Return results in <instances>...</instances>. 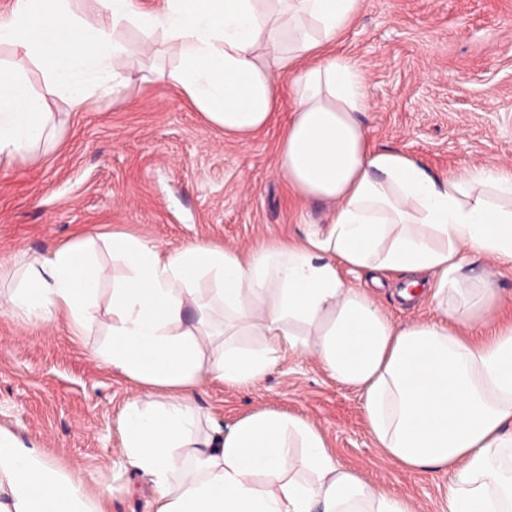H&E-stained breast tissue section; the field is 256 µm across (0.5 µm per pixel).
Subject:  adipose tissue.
Here are the masks:
<instances>
[{
	"mask_svg": "<svg viewBox=\"0 0 512 512\" xmlns=\"http://www.w3.org/2000/svg\"><path fill=\"white\" fill-rule=\"evenodd\" d=\"M98 2L105 19L90 27L75 0H17L0 15V44L36 63L78 111L125 83L113 67L126 51L118 28L162 32L177 57L168 81L241 140L266 128L289 93L278 169L296 198L330 207L303 239L250 252L166 251L109 235L126 274L112 286L99 356L141 394L117 426L129 463L152 481L153 512H414L339 464L301 417L257 412L228 428L212 422L197 438L202 379L248 386L312 346L333 378L358 391L389 459L447 474L448 512H512V323L495 322L488 274L464 272L485 255L512 268V170L441 176L407 152L370 147L360 65L322 53L361 0H164L154 12L135 0ZM54 136L42 100L0 64V163ZM357 271L425 274L436 319L394 326L369 291L348 285L345 273ZM105 276L91 250L60 247L15 269L0 305L79 331ZM204 277L215 283L208 298L197 286ZM475 322L488 326L479 340L463 333ZM0 512L101 509L78 473L0 431Z\"/></svg>",
	"mask_w": 512,
	"mask_h": 512,
	"instance_id": "ef3b65f1",
	"label": "adipose tissue"
}]
</instances>
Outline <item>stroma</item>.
Returning a JSON list of instances; mask_svg holds the SVG:
<instances>
[{"mask_svg":"<svg viewBox=\"0 0 512 512\" xmlns=\"http://www.w3.org/2000/svg\"><path fill=\"white\" fill-rule=\"evenodd\" d=\"M116 36L127 51L114 66L129 82L78 112L35 64L0 45V62L22 70L57 128L53 147L0 165V267L91 238L109 271L96 317L80 335L65 319L35 324L0 308V430L61 471H79L86 495L104 497L106 512H151L153 484L126 462L117 427L137 387L96 355L112 282L124 273L100 234L124 232L165 249L248 251L301 238L329 207L300 202L278 171L290 100L248 140L225 135L166 81L177 59L161 51L160 33L129 25ZM332 49L366 74L363 121L375 148L410 153L440 175L512 169V0H362ZM412 279L347 276L397 326L435 316L427 298H399ZM195 401L203 432L212 418L229 426L259 411L302 417L365 482L407 497L415 512H443L447 477L387 460L358 392L337 382L314 350L286 356L248 387L203 380Z\"/></svg>","mask_w":512,"mask_h":512,"instance_id":"1","label":"stroma"}]
</instances>
